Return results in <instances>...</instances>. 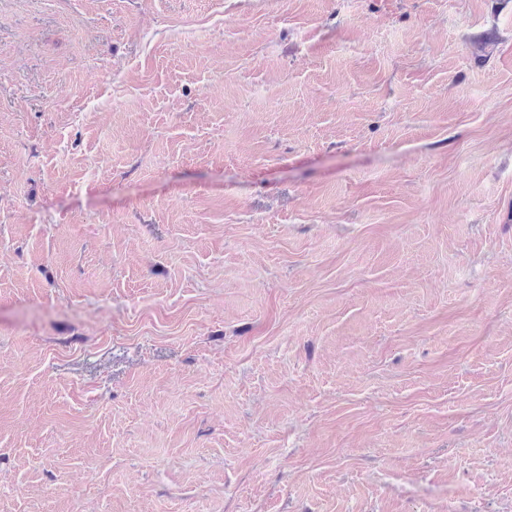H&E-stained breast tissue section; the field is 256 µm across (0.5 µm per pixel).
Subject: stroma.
I'll list each match as a JSON object with an SVG mask.
<instances>
[{
	"label": "stroma",
	"instance_id": "obj_1",
	"mask_svg": "<svg viewBox=\"0 0 512 512\" xmlns=\"http://www.w3.org/2000/svg\"><path fill=\"white\" fill-rule=\"evenodd\" d=\"M0 512H512V0H0Z\"/></svg>",
	"mask_w": 512,
	"mask_h": 512
}]
</instances>
